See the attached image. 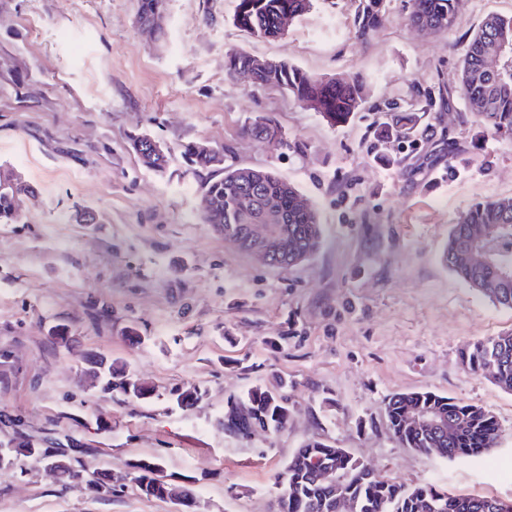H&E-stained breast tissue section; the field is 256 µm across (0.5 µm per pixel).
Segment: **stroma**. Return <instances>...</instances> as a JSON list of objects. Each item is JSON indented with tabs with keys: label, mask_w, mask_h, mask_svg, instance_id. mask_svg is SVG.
Wrapping results in <instances>:
<instances>
[{
	"label": "stroma",
	"mask_w": 512,
	"mask_h": 512,
	"mask_svg": "<svg viewBox=\"0 0 512 512\" xmlns=\"http://www.w3.org/2000/svg\"><path fill=\"white\" fill-rule=\"evenodd\" d=\"M235 5L168 0L154 42L138 0H0V163L38 191L0 224V443L77 457L72 477L0 468V512H179L129 481L141 458L190 491L193 512H274L276 475L311 439L399 483L512 501V392L463 362L469 344L512 333V309L441 260L473 203L512 197V136L475 123L457 94L423 109L512 0H460L448 34L428 37L403 23L407 0H391L366 45L348 0H313L273 40L235 27ZM235 50L358 78L366 101L330 124L287 91L228 78ZM404 112L420 114L417 133L378 141V124ZM262 115L287 146L248 135ZM142 131L168 149L164 172L132 150ZM191 142L292 183L319 218L317 252L277 269L228 245L201 220L209 173L184 157ZM82 208L93 223L76 222ZM101 357L154 397H101L87 376ZM283 381L285 431L225 433L228 399ZM194 389L190 404L169 400ZM413 391L492 411L498 445L452 460L400 446L385 402ZM103 474L120 496L89 490Z\"/></svg>",
	"instance_id": "35a3bbf8"
}]
</instances>
